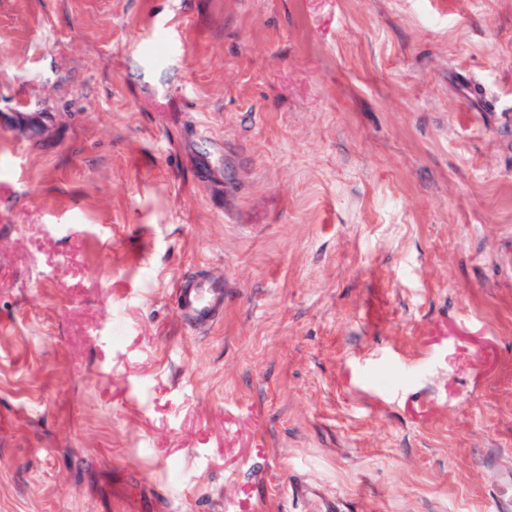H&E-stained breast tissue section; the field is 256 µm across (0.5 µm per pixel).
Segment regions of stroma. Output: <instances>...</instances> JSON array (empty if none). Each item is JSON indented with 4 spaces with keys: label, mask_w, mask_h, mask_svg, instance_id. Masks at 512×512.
<instances>
[{
    "label": "stroma",
    "mask_w": 512,
    "mask_h": 512,
    "mask_svg": "<svg viewBox=\"0 0 512 512\" xmlns=\"http://www.w3.org/2000/svg\"><path fill=\"white\" fill-rule=\"evenodd\" d=\"M34 110L0 512L512 502V0H0V115ZM175 291L177 307L192 329L209 326L224 310V286L207 276L183 278Z\"/></svg>",
    "instance_id": "1"
}]
</instances>
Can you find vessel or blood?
Returning <instances> with one entry per match:
<instances>
[{"label":"vessel or blood","mask_w":512,"mask_h":512,"mask_svg":"<svg viewBox=\"0 0 512 512\" xmlns=\"http://www.w3.org/2000/svg\"><path fill=\"white\" fill-rule=\"evenodd\" d=\"M176 304L190 328L209 326L224 309V287L204 275L184 278L176 288Z\"/></svg>","instance_id":"obj_1"}]
</instances>
